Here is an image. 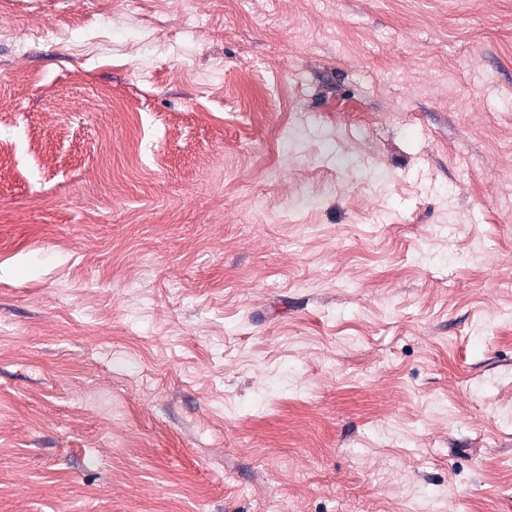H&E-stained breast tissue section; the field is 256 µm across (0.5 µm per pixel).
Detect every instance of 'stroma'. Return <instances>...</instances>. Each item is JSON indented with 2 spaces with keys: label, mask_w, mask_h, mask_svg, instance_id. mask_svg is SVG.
<instances>
[{
  "label": "stroma",
  "mask_w": 512,
  "mask_h": 512,
  "mask_svg": "<svg viewBox=\"0 0 512 512\" xmlns=\"http://www.w3.org/2000/svg\"><path fill=\"white\" fill-rule=\"evenodd\" d=\"M0 512H512V0H0Z\"/></svg>",
  "instance_id": "stroma-1"
}]
</instances>
